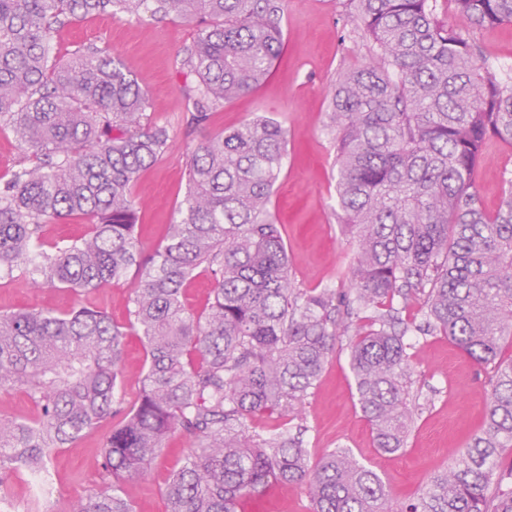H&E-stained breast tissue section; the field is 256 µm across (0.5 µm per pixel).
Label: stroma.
<instances>
[{
    "label": "stroma",
    "mask_w": 512,
    "mask_h": 512,
    "mask_svg": "<svg viewBox=\"0 0 512 512\" xmlns=\"http://www.w3.org/2000/svg\"><path fill=\"white\" fill-rule=\"evenodd\" d=\"M346 4L347 0H286L284 47L271 76L255 92L214 112L202 128L188 124L183 78L176 64L196 35L194 27L177 19L159 20L144 11L130 19L96 16L53 33L50 48L55 56L71 55L88 43L115 53L150 99L152 120L169 131V151L141 173L134 188L139 215L136 235L144 252H152L164 241L186 190L189 151L205 138L264 112L288 131L287 157L270 210L283 230L291 274L302 288L349 287L344 273L354 248L335 210L334 151L325 129L333 80L340 70L367 61L361 41L347 36ZM507 169L512 170V152L488 143L475 173V190L487 212L497 211L502 204V174ZM130 293L127 279L79 296L36 290L18 279L0 285V311L42 307L66 311L83 306L104 311L115 323L123 324L128 319ZM411 354L410 393L416 398L417 418L402 453L386 454L377 448L357 404L348 353L341 348L290 416L291 427L303 430L310 459L335 448L347 449L381 477L396 501L423 488L435 471L449 464L453 454L480 432L490 389L487 370L448 337L420 338ZM109 429V422H102L58 451L50 463L54 478L50 494H38L30 478L11 479L0 500V512H61L96 489L99 449ZM189 450L183 435L169 434L151 465V478L124 484V495L135 512H167L165 483ZM309 507L307 487L302 483H277L251 498L253 512H308Z\"/></svg>",
    "instance_id": "stroma-1"
}]
</instances>
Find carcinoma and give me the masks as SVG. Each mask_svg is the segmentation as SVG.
I'll list each match as a JSON object with an SVG mask.
<instances>
[{
	"label": "carcinoma",
	"instance_id": "obj_1",
	"mask_svg": "<svg viewBox=\"0 0 512 512\" xmlns=\"http://www.w3.org/2000/svg\"><path fill=\"white\" fill-rule=\"evenodd\" d=\"M145 2L0 0V129L27 151L0 188V281L79 293L135 275L124 325L84 307L0 313V390L23 391L35 409L0 418V492L117 417L98 455L101 489L69 512H134L123 483L149 478L175 431L191 448L165 485L167 512H237L271 482L306 484L311 512H512V466L500 465L512 447V170L492 215L474 187L486 145L512 146V81L470 34L512 24V0H450L461 28L438 17L437 0H348L369 62L338 73L327 112L338 217L355 245L346 290L292 280L269 211L287 132L264 112L189 152L166 241L140 250L133 190L168 152V129L149 120L116 56L90 44L52 59L49 42L67 23L137 16ZM151 13L198 26L178 61L194 127L253 93L283 47L285 0H152ZM71 216L85 233L46 242L43 224ZM201 273L214 288L196 314L183 289ZM414 302L419 321L402 317ZM130 332L146 363L127 406ZM418 335L446 336L490 368L491 390L480 434L412 498L393 502L345 449L312 464L286 427L250 434L252 416L288 418L344 337L377 448L402 451Z\"/></svg>",
	"mask_w": 512,
	"mask_h": 512
}]
</instances>
